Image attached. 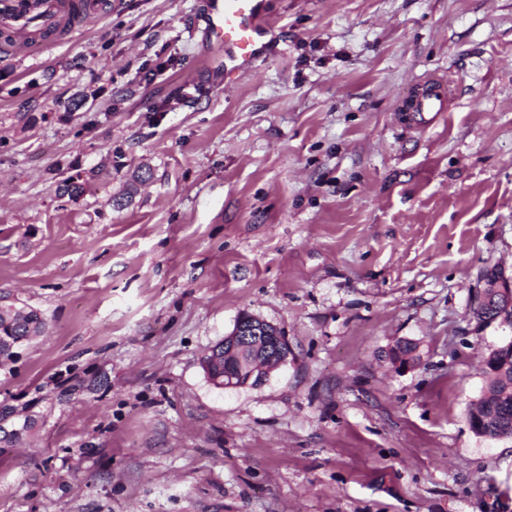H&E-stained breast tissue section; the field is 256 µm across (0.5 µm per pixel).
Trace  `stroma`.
Wrapping results in <instances>:
<instances>
[{
	"label": "stroma",
	"mask_w": 512,
	"mask_h": 512,
	"mask_svg": "<svg viewBox=\"0 0 512 512\" xmlns=\"http://www.w3.org/2000/svg\"><path fill=\"white\" fill-rule=\"evenodd\" d=\"M204 5L0 52V295L47 322L0 364L37 420L0 512H512V439L467 421L512 341L473 315L512 278V0H266L276 48L229 86L198 76ZM243 313L290 354L219 390L199 359ZM450 95L449 83L447 85L441 80L427 81L426 87L413 93L409 99L411 104L406 111L408 121L417 127L425 126L434 117L447 112ZM483 288L480 290V293L476 297V304L478 303H486L489 300H495L497 293L503 294H511L512 291V281L511 277L508 278L503 274V278L501 279H483ZM490 289L489 291H487Z\"/></svg>",
	"instance_id": "1"
}]
</instances>
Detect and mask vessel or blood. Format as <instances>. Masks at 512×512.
<instances>
[{
    "mask_svg": "<svg viewBox=\"0 0 512 512\" xmlns=\"http://www.w3.org/2000/svg\"><path fill=\"white\" fill-rule=\"evenodd\" d=\"M264 0H209L203 16L208 41L207 57L219 67V78L232 83L251 74L256 62L276 41L275 27L262 17ZM79 0H0V48L17 50L26 42L32 25L56 28L66 13H79ZM451 95L449 85L440 80L427 81L411 95L408 121L425 126L434 117L447 112Z\"/></svg>",
    "mask_w": 512,
    "mask_h": 512,
    "instance_id": "b4317fda",
    "label": "vessel or blood"
}]
</instances>
